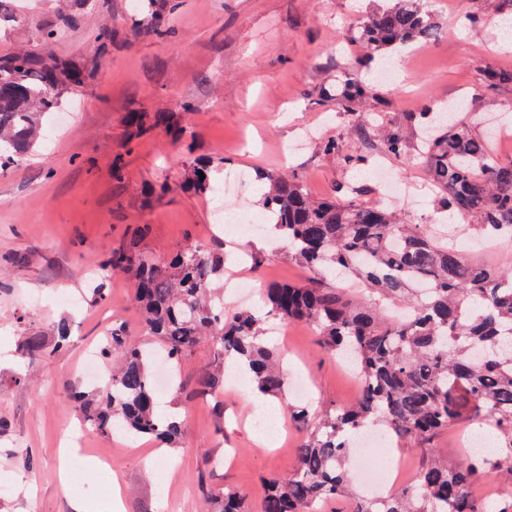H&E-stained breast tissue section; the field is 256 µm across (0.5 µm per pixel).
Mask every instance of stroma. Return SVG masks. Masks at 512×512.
<instances>
[{"instance_id":"1","label":"stroma","mask_w":512,"mask_h":512,"mask_svg":"<svg viewBox=\"0 0 512 512\" xmlns=\"http://www.w3.org/2000/svg\"><path fill=\"white\" fill-rule=\"evenodd\" d=\"M132 3L69 5L68 26L47 44L40 29L55 23L57 4L38 0L0 32V55L24 49L68 58L84 75L64 98L68 123L58 127L45 117V138L34 153L0 171V483L11 486L0 495V512H73V499L102 503L116 491L123 512H165L171 499L180 500L181 512H213L212 493L227 488L243 495L248 512H262L267 479L296 469L309 432L292 409L316 417L359 397L350 367L319 344L313 329L283 324L266 338L287 379L308 381V397L262 396L229 383L221 396L199 394L195 379L213 360L211 344L200 343L182 364V394L158 396L160 410L184 414L185 433L155 467L145 465L157 447L153 438L102 436L74 410L72 394L94 388L77 366L85 348L103 339L104 311L132 342L148 339L129 275L105 281L107 303L92 299V275L113 249L137 237L165 259L190 240L220 241L225 272L252 283L259 300L265 288L301 284L312 273L268 232L209 236L225 210L260 214L268 173L296 175L318 200L350 179L362 201L380 189L369 171L350 175L319 142L339 139L347 153L359 147L353 116L336 103L358 54L340 34L391 0H157L170 19L162 40L146 33L148 11ZM480 7V0H431L437 40L404 46L401 86H382L380 98L365 105L403 126L405 155L384 160L396 179L422 185L426 172L410 113L453 104L456 121L485 137L493 119L512 110V82H486L487 73L512 67V50L493 40V25L470 34L453 26L458 14ZM105 25L112 40L102 45L96 35ZM142 111L174 114L183 137L162 128L137 135L131 115ZM200 160L213 164L212 188L204 193L185 182ZM238 169L248 182L226 187ZM32 295L41 303L20 304ZM63 321L73 334L59 348L55 329ZM32 331L47 350L28 363L18 348ZM459 431L455 425L425 442L405 439L394 454L415 477L429 451L460 460ZM105 456L109 465L88 469L87 460Z\"/></svg>"}]
</instances>
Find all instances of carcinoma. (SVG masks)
<instances>
[{
	"instance_id": "obj_1",
	"label": "carcinoma",
	"mask_w": 512,
	"mask_h": 512,
	"mask_svg": "<svg viewBox=\"0 0 512 512\" xmlns=\"http://www.w3.org/2000/svg\"><path fill=\"white\" fill-rule=\"evenodd\" d=\"M512 15V0H483L466 11L465 28L480 30L490 15ZM147 29L168 34L164 12L154 9ZM439 27L424 0H397L350 22L341 38L359 44L358 67L387 50L413 41H433ZM81 83V72L63 58L42 59L28 51L0 57V168L24 160L41 138L40 118L61 106V94ZM379 96L358 77L341 81L337 99L358 123L360 107ZM379 145L343 155L348 167L369 164L368 151L399 157L405 140L400 126L375 113ZM422 129L420 157L442 193L448 220L473 222L486 236L512 237V161L493 156L488 140L469 126L442 120L437 112H416ZM137 129L175 128L173 114L140 112ZM270 188L263 206L289 254L309 269L349 276L355 287L274 285L265 308L224 317V253L188 242L167 262L133 239L100 264L103 277L115 272L136 282L133 301L155 341L136 345L121 327L100 344L103 359L121 355L119 366L94 397L74 396L75 408L101 435L115 428L133 436H154L168 445L184 434L183 422L158 413L153 365L179 376L182 356L204 342L215 343L217 364L201 384L216 395L224 390V359L236 358L251 374L257 392L279 396L287 381L278 354L265 342L269 319L314 328L318 342L336 352L359 376L362 392L352 406H338L315 424L312 438L297 449L294 472L268 480L263 512H312L316 502L352 500L351 512H503L470 495V486L488 474L512 477V271L477 264L450 246L441 224H403L377 202L316 201L296 178L266 175ZM189 182L210 189V162L199 161ZM43 336L32 332L20 355H43ZM491 424L500 448L471 454L455 463L433 458L415 481L382 502L352 492L347 467L351 441L377 428L395 439L428 438L451 425ZM215 512H246L244 497L227 489L215 498Z\"/></svg>"
}]
</instances>
